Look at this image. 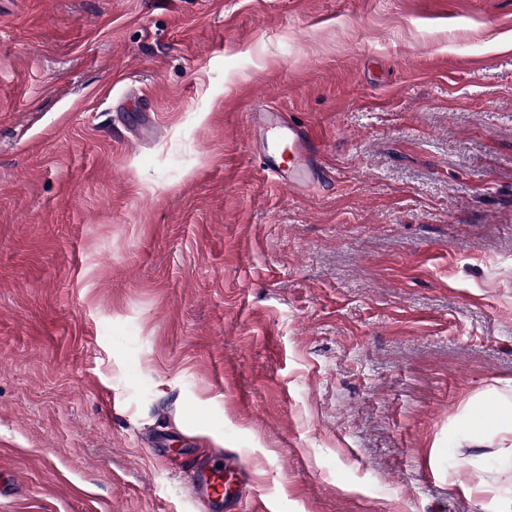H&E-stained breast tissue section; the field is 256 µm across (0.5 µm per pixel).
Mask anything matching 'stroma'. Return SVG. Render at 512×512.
I'll return each mask as SVG.
<instances>
[{"label":"stroma","mask_w":512,"mask_h":512,"mask_svg":"<svg viewBox=\"0 0 512 512\" xmlns=\"http://www.w3.org/2000/svg\"><path fill=\"white\" fill-rule=\"evenodd\" d=\"M496 391L512 0H0V512H494ZM280 134L288 141L290 152L288 167V186H308L319 175L317 159V138L309 129H303L288 122L278 126ZM224 462V469L222 467H207L203 465L196 468L200 488L199 499L202 503L207 502L208 504L222 503L224 501V510L226 512H238L237 508H232V505L236 504L235 500H229L227 491L224 489V470L226 469V473L232 471L240 472V468L233 460H231L229 467V461L225 460Z\"/></svg>","instance_id":"1"}]
</instances>
